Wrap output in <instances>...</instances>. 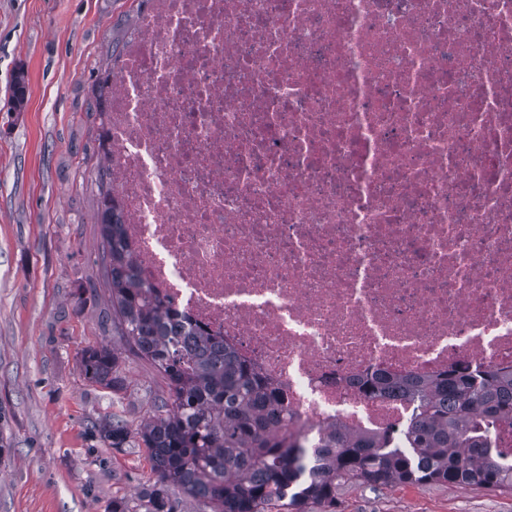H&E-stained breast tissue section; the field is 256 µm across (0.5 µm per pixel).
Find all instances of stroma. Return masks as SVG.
I'll return each mask as SVG.
<instances>
[{
	"label": "stroma",
	"instance_id": "obj_1",
	"mask_svg": "<svg viewBox=\"0 0 512 512\" xmlns=\"http://www.w3.org/2000/svg\"><path fill=\"white\" fill-rule=\"evenodd\" d=\"M140 0H0V512L136 506L147 449L111 448L100 428L147 416L164 381L112 331L101 259L97 88ZM26 96L14 104L17 78ZM122 358L119 391L89 382L85 350ZM336 512H512L482 489L342 487Z\"/></svg>",
	"mask_w": 512,
	"mask_h": 512
}]
</instances>
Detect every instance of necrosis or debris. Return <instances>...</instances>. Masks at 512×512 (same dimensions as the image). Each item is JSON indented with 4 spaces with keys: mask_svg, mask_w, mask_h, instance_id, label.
Here are the masks:
<instances>
[{
    "mask_svg": "<svg viewBox=\"0 0 512 512\" xmlns=\"http://www.w3.org/2000/svg\"><path fill=\"white\" fill-rule=\"evenodd\" d=\"M112 80L139 279L304 446L409 423L369 375L512 365V0H145Z\"/></svg>",
    "mask_w": 512,
    "mask_h": 512,
    "instance_id": "obj_1",
    "label": "necrosis or debris"
}]
</instances>
